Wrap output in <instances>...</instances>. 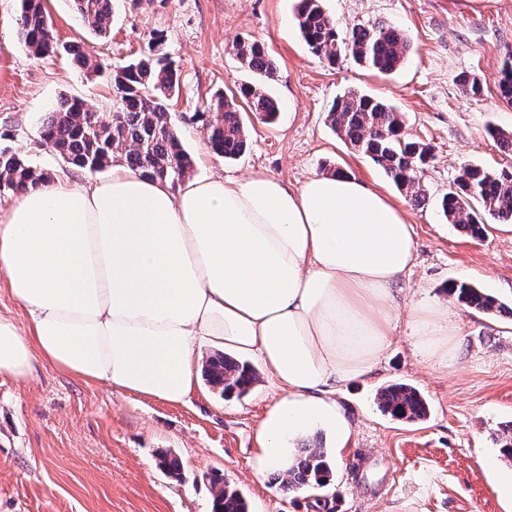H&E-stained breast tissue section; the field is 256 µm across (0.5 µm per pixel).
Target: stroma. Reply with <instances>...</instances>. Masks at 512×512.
<instances>
[{
    "mask_svg": "<svg viewBox=\"0 0 512 512\" xmlns=\"http://www.w3.org/2000/svg\"><path fill=\"white\" fill-rule=\"evenodd\" d=\"M295 0H116L108 36L91 32L70 0H47L54 36L78 41L110 69L164 31L180 91L172 120L193 158L191 174L241 178L277 176L297 187L309 177L346 170L400 205L416 232L417 258L406 286L412 301L447 298L454 281H468L512 303V232L498 227L478 241L441 216L439 203L461 162L512 170V151L491 133L512 132V106L497 86L512 56V0H323L339 33L384 20L408 34L413 48L390 75L366 69L351 55L336 64L312 55L297 29ZM17 0H0V149L19 154L55 179L78 183L89 172L65 163L40 137L49 106L85 100L111 119L105 78L74 68L58 55L37 59L17 35ZM240 38L265 42L278 70L268 89L281 104L273 123L251 120L247 148L228 161L210 150L196 114L218 93L250 79L233 54ZM477 74L478 97L455 81ZM355 89L389 101L404 115L405 132L428 144L423 174L427 202L417 207L383 171L333 132L332 101ZM461 332L451 367L420 363L407 318L376 377L350 385L341 401L355 428L352 448L333 460L334 478L318 491L283 494L250 473L253 435L278 395L266 383L248 393L221 395L198 380L189 401L170 404L86 385L51 368L31 379L0 377V512H212V475L246 498L250 512H503L483 460L500 453L502 428L512 420V316L467 311L452 303ZM392 382L416 387L429 417L406 423L380 412L377 391ZM182 461V479L169 477L157 455Z\"/></svg>",
    "mask_w": 512,
    "mask_h": 512,
    "instance_id": "1",
    "label": "stroma"
}]
</instances>
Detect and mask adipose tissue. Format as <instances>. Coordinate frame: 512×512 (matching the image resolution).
Listing matches in <instances>:
<instances>
[{"label": "adipose tissue", "instance_id": "ef3b65f1", "mask_svg": "<svg viewBox=\"0 0 512 512\" xmlns=\"http://www.w3.org/2000/svg\"><path fill=\"white\" fill-rule=\"evenodd\" d=\"M416 253L401 207L345 172L298 188L263 173L174 186L118 164L103 180L39 183L0 221V269L29 316H0V376L29 378L42 362L183 404L204 348L232 350L280 392L252 473L284 474L314 427L350 447L336 395L374 373L400 316L415 358L449 364L447 302L407 299Z\"/></svg>", "mask_w": 512, "mask_h": 512}]
</instances>
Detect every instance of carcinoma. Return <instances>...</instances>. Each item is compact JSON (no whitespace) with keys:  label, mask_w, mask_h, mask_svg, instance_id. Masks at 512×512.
<instances>
[{"label":"carcinoma","mask_w":512,"mask_h":512,"mask_svg":"<svg viewBox=\"0 0 512 512\" xmlns=\"http://www.w3.org/2000/svg\"><path fill=\"white\" fill-rule=\"evenodd\" d=\"M83 22L96 34L104 35L112 24V0H72ZM323 0H297L295 20L309 51L328 63H336L343 52L367 69L384 75L398 70L411 51L403 30L384 21L341 34L326 14ZM18 33L33 56L45 58L65 54L87 74L103 72V65L80 43L59 46L52 30L44 0H21L17 17ZM235 57L242 68L256 77V82L240 87L246 108L257 119L272 123L280 112V103L271 96L264 83L274 79L277 71L265 44L257 39L237 40ZM167 36L154 32L147 51L115 71L109 72L115 115L109 122L99 119L86 102L79 98L53 106L41 127V138L66 163L90 173L102 172L119 159L142 175L181 182L192 168V159L184 149L171 121L168 102L180 86V74L168 59ZM457 84L469 96L482 93L480 78L462 72ZM498 88L502 99L512 106V58L500 69ZM207 142L220 157L234 159L245 146V128L235 99L214 96L204 111ZM328 119L362 155L379 166L387 178L415 205L425 203L422 188L424 169L432 159L431 148L405 137L404 118L387 100L350 90L332 103ZM51 175L30 166L20 156L0 151V191L23 193ZM443 217L470 237L480 239L491 221L512 223V174L495 172L480 164L466 161L440 201ZM448 293L464 307L491 314L502 311L505 304L467 281H456ZM207 381L224 392L246 393L257 381L256 372L247 364L226 354L210 358L204 367ZM378 407L394 419L418 421L428 416V403L421 392L406 383L390 384L380 390ZM332 467L322 442L315 440L299 449L288 477L279 482V490L297 493L309 488L330 485ZM214 512H249L241 493L216 478Z\"/></svg>","instance_id":"carcinoma-1"}]
</instances>
